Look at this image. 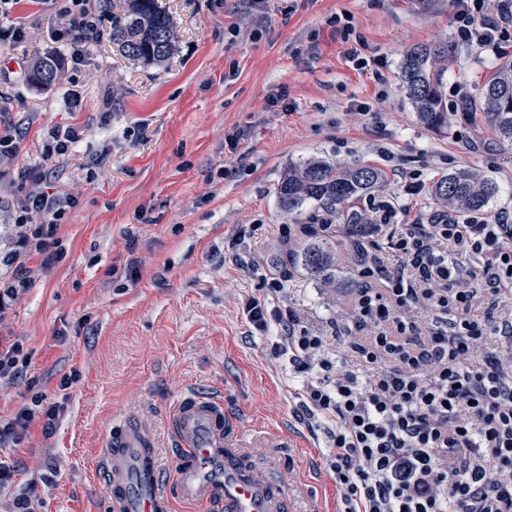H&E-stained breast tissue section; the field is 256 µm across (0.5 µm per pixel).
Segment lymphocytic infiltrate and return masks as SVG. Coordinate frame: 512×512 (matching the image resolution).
<instances>
[{
	"instance_id": "lymphocytic-infiltrate-1",
	"label": "lymphocytic infiltrate",
	"mask_w": 512,
	"mask_h": 512,
	"mask_svg": "<svg viewBox=\"0 0 512 512\" xmlns=\"http://www.w3.org/2000/svg\"><path fill=\"white\" fill-rule=\"evenodd\" d=\"M98 0H60L71 61L101 36ZM452 25L469 49L502 55L512 43V0H453ZM78 200L47 187L20 192L0 314L25 294L30 258L60 259L56 238ZM361 235L386 238L357 270L349 321L330 331L297 311L270 316L265 294L247 298L250 325H277L275 357L286 359L302 411L322 428L345 512H512V215L435 210L408 224L395 207L355 211ZM480 255L473 271L449 248ZM59 413L35 396L0 421V442L20 443L33 422L52 435Z\"/></svg>"
}]
</instances>
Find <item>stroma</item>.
<instances>
[{"label":"stroma","instance_id":"1","mask_svg":"<svg viewBox=\"0 0 512 512\" xmlns=\"http://www.w3.org/2000/svg\"><path fill=\"white\" fill-rule=\"evenodd\" d=\"M158 2L178 41L154 64L125 58L107 36L72 64L54 6L21 0L0 12V27L26 32L0 42V92L9 100L0 122L18 144L15 162L0 167V256L10 249L5 211L18 173L39 165L47 128L83 130L50 171L52 185L79 200L58 229L63 255L46 271L31 259L34 281L0 323V340L22 341L30 357L26 378L0 383V418L37 392L60 406L51 437L35 426L24 442L0 444V458L18 469L0 492V512H18L26 500L34 512H105L107 489L91 462L120 418L150 430L171 487L180 459L172 409L187 395L222 390L239 433L280 458L278 477L297 490L298 508L318 492L338 501L325 438L288 386L287 360L271 355L243 313L248 296L283 268V227L327 214L311 203L285 216L283 173L312 156L381 168L387 180L375 198L410 222L434 210L433 181L470 168L499 185L489 215L512 212V146L477 115L423 126L404 89L402 62L418 45L448 43L446 82L474 90L512 60V48L501 58L459 46L451 0ZM341 12L354 17L367 68L327 24ZM45 56L60 71L39 88L30 73ZM470 138L472 152L463 147ZM413 174L423 187L415 197L403 191ZM132 258L135 281L125 275ZM338 265L332 288L292 273L269 294V308L304 311L320 328L347 317L356 263L348 256ZM73 370L77 381L60 390Z\"/></svg>","mask_w":512,"mask_h":512}]
</instances>
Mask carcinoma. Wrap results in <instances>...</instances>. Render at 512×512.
Listing matches in <instances>:
<instances>
[{
  "label": "carcinoma",
  "instance_id": "carcinoma-1",
  "mask_svg": "<svg viewBox=\"0 0 512 512\" xmlns=\"http://www.w3.org/2000/svg\"><path fill=\"white\" fill-rule=\"evenodd\" d=\"M110 37L128 58L147 63L169 58L176 48L172 19L157 0H127L126 13L112 15ZM447 60L448 46L421 45L406 54L402 66L403 83L418 119L431 129L448 125V104L441 91ZM57 77V65L50 57L38 59L30 75L32 83L44 88L52 86ZM478 99L496 136L512 145V62L501 64L483 82ZM385 180L378 168L316 156L288 166L278 183L277 197L280 209L292 216L309 203L342 207ZM497 193L494 179L468 169L452 171L431 185L437 204L467 213L486 212ZM305 234L303 248L290 256L292 267L325 285L332 284L336 281V240L320 235L311 225L305 227Z\"/></svg>",
  "mask_w": 512,
  "mask_h": 512
}]
</instances>
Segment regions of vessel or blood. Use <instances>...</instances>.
<instances>
[{
	"label": "vessel or blood",
	"mask_w": 512,
	"mask_h": 512,
	"mask_svg": "<svg viewBox=\"0 0 512 512\" xmlns=\"http://www.w3.org/2000/svg\"><path fill=\"white\" fill-rule=\"evenodd\" d=\"M182 450L174 492L162 491L161 473L147 455L152 439L131 420L113 421L104 450L109 512H173L175 502L211 512H299L290 490L254 468V453L232 431L223 398L189 396L170 414Z\"/></svg>",
	"instance_id": "vessel-or-blood-1"
}]
</instances>
